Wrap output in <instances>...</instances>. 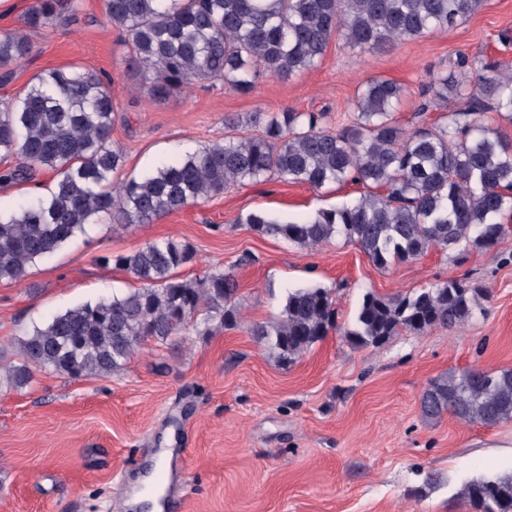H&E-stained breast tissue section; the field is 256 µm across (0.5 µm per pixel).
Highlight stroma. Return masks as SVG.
Here are the masks:
<instances>
[{"instance_id": "obj_1", "label": "stroma", "mask_w": 512, "mask_h": 512, "mask_svg": "<svg viewBox=\"0 0 512 512\" xmlns=\"http://www.w3.org/2000/svg\"><path fill=\"white\" fill-rule=\"evenodd\" d=\"M79 4L59 25L28 32L34 52L0 82V105L45 69L108 74L124 180L197 145L247 134L225 125L228 114L292 109L344 124L359 85L375 76L404 89L397 124L429 129L440 116L429 105L433 75L512 65V0H482L452 27L380 51L332 37L318 67L286 80L259 75L246 96L205 82L156 103L130 91L127 48L105 20L103 0ZM363 192L352 182L316 190L273 177L147 224L120 228L104 217L36 261L26 281H0V360L14 364L17 342L33 326L133 287L102 257L154 241L194 247L197 262L181 277L232 271L239 308L234 327L209 335L190 327L166 343H144L120 374L69 379L42 371L24 388H1L0 512H135L129 501L138 480L164 448L178 451L167 488L176 512H469L464 484L512 473V421L430 419L421 396L451 370L512 369V229L491 253L432 249L381 270L344 238L306 249L239 221L263 211L302 222ZM451 278L487 289L484 314L403 331L376 347L351 346L342 335L367 292L404 294ZM307 286L331 289L340 327L285 365L253 328L276 318L289 289Z\"/></svg>"}]
</instances>
